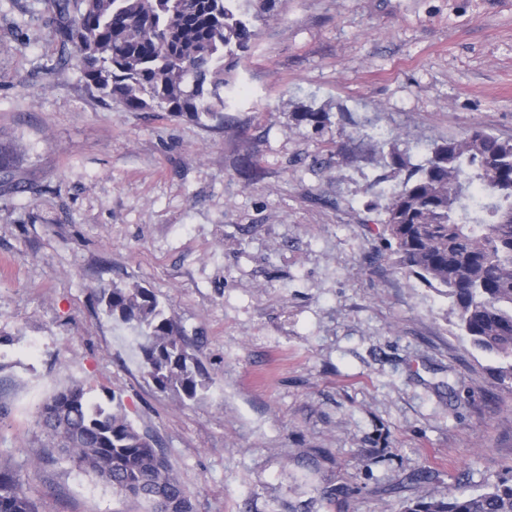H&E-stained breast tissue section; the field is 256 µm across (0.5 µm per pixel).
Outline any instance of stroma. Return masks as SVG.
I'll list each match as a JSON object with an SVG mask.
<instances>
[{
  "mask_svg": "<svg viewBox=\"0 0 512 512\" xmlns=\"http://www.w3.org/2000/svg\"><path fill=\"white\" fill-rule=\"evenodd\" d=\"M57 27L53 0H0V463L38 512L139 510L42 464L37 410L74 383L120 398L193 512H402L512 470L498 362L397 269L377 182L393 147L512 138V0H283L218 128L102 100ZM304 106L350 118L316 134ZM114 284L169 308L203 398L145 378Z\"/></svg>",
  "mask_w": 512,
  "mask_h": 512,
  "instance_id": "1",
  "label": "stroma"
}]
</instances>
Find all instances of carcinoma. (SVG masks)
Instances as JSON below:
<instances>
[{
    "label": "carcinoma",
    "mask_w": 512,
    "mask_h": 512,
    "mask_svg": "<svg viewBox=\"0 0 512 512\" xmlns=\"http://www.w3.org/2000/svg\"><path fill=\"white\" fill-rule=\"evenodd\" d=\"M62 42L80 56L87 87L123 112L160 110L203 125L224 122V89L259 37L252 20L276 15L281 0H56ZM295 120L321 134L331 113L305 107ZM382 179L400 180L385 206L397 268L448 290L457 327L470 344L502 359L512 392V139L473 127L411 163L393 149ZM99 304L135 333L145 376L180 403L212 384L184 330L145 288L116 284ZM37 425L49 448L112 485L144 512H193L154 438L121 403H93L81 384L52 396ZM0 512H37L13 472L0 466ZM404 512H512V477L478 494L455 487L448 499L409 503Z\"/></svg>",
    "instance_id": "obj_1"
}]
</instances>
